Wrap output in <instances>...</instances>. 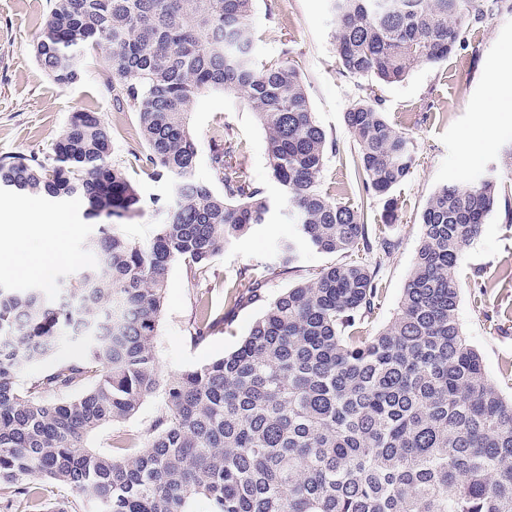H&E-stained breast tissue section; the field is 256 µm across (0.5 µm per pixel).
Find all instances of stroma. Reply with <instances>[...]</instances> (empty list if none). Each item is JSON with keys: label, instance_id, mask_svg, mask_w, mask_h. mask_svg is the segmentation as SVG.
Instances as JSON below:
<instances>
[{"label": "stroma", "instance_id": "1", "mask_svg": "<svg viewBox=\"0 0 512 512\" xmlns=\"http://www.w3.org/2000/svg\"><path fill=\"white\" fill-rule=\"evenodd\" d=\"M49 8V0H0V157L45 155L71 114L89 109L102 114L112 136L111 160L125 167L143 200L168 199L169 181L147 177L134 161L131 150L140 144L138 122L134 113L115 111L104 90L109 76L104 53L88 50L87 76L70 87L56 84L36 63L32 44ZM253 23L258 58L266 61L287 55L305 82L316 121L334 142L321 172L322 189L348 205L365 206L380 235L398 242L395 252L383 261L384 299L374 327L390 321L399 306L420 244V216L429 197L446 184L463 186L488 174L496 179L501 199L481 235L462 249L455 269L460 286L458 319L482 357L486 377L511 397L512 223L505 219V204L512 202V112L500 113L490 131L482 109L488 71L512 73V0H497L483 19L469 24L465 49L447 61L417 66L403 81L379 86L377 94L387 120L414 146L413 168L393 191L398 221L386 226L380 222L381 202L363 197L355 181L352 158L359 146L344 114L359 90L339 63L329 0H255ZM190 125L200 146L196 178L216 183L209 135L213 128L229 127L243 144L239 167L254 187L263 190L271 212L265 223L252 225L233 239L207 267L182 259L173 264L155 338L157 365L165 380L224 356L247 335L267 301L345 260L342 254L299 244L292 272L271 275L269 269L277 265L281 246L297 241L298 227L283 213L282 191L268 165L263 126L248 103L228 90L199 97ZM29 205L38 224L49 223L59 213L70 218L66 246L72 259L56 265L57 278H69L90 262L88 242L96 226L86 218L82 198L59 203L37 195ZM243 271L265 277L264 298L227 308L226 287ZM204 303L224 323L195 343L191 331ZM164 410L162 395H154L130 419L92 435L89 444L111 450L113 439L144 433Z\"/></svg>", "mask_w": 512, "mask_h": 512}]
</instances>
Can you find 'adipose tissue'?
<instances>
[{
  "mask_svg": "<svg viewBox=\"0 0 512 512\" xmlns=\"http://www.w3.org/2000/svg\"><path fill=\"white\" fill-rule=\"evenodd\" d=\"M68 218L58 214L48 234V252L32 255L22 244L33 229L32 217L25 208H18L9 220L0 224V271L14 275L38 274L44 285L52 283V262L66 256V231Z\"/></svg>",
  "mask_w": 512,
  "mask_h": 512,
  "instance_id": "ef3b65f1",
  "label": "adipose tissue"
}]
</instances>
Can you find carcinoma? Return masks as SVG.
I'll list each match as a JSON object with an SVG mask.
<instances>
[{
	"label": "carcinoma",
	"mask_w": 512,
	"mask_h": 512,
	"mask_svg": "<svg viewBox=\"0 0 512 512\" xmlns=\"http://www.w3.org/2000/svg\"><path fill=\"white\" fill-rule=\"evenodd\" d=\"M34 53L58 85L83 80L86 50L104 51L113 106L137 115L142 146L131 155L152 178L171 180L152 202L155 233L129 241L123 221L144 201L108 162L112 137L98 112L72 114L45 157L0 158V188L72 196L97 231L92 263L48 292L0 289V487L26 512L51 509L44 482L72 489L93 512H512V399L484 374L465 339L454 270L498 198L496 182L444 185L420 216L423 233L394 317L370 329L382 299V263L368 214L320 186L329 142L305 83L288 61H261L254 0H50ZM345 73L391 84L420 64L466 46L465 19L487 0H330ZM231 90L267 133L271 173L301 239L349 260L276 296L231 352L161 385L155 337L172 264L204 267L270 210L237 168L239 143L213 133L216 190L195 178L199 143L188 114L204 93ZM359 145L363 195L398 220L392 192L409 175L413 148L362 93L345 112ZM264 283L232 285L227 303L261 297ZM79 343L26 389L22 365ZM93 380L78 395L46 396ZM165 412L138 445L116 457L87 445L134 416L159 388Z\"/></svg>",
	"instance_id": "obj_1"
}]
</instances>
